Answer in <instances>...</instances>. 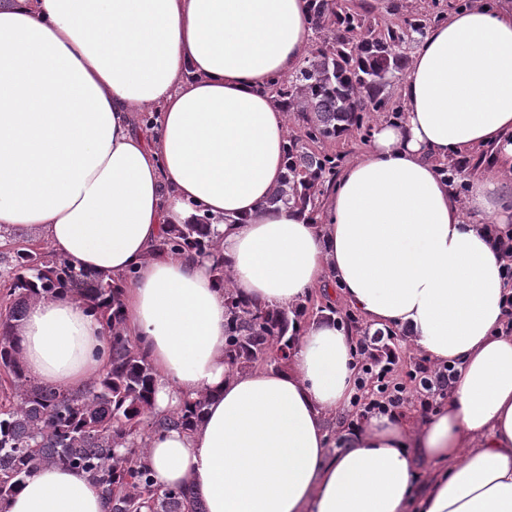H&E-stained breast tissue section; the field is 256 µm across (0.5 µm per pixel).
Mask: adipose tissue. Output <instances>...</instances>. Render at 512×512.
Returning a JSON list of instances; mask_svg holds the SVG:
<instances>
[{
	"label": "adipose tissue",
	"mask_w": 512,
	"mask_h": 512,
	"mask_svg": "<svg viewBox=\"0 0 512 512\" xmlns=\"http://www.w3.org/2000/svg\"><path fill=\"white\" fill-rule=\"evenodd\" d=\"M313 35L307 0H7L0 230H40L82 268L126 277L151 417L206 399L192 432L145 436L158 486L191 485L207 512H512V282L486 230L512 229V4L473 0L426 29L400 118L374 124L314 223L264 206L288 137L269 85ZM154 110L157 127L136 131L133 113ZM478 148L491 170L457 201L439 163ZM203 214L211 254L156 251L165 226ZM315 288L455 365L447 400L346 425L335 450L327 420L359 393L352 336L305 320L286 368L231 367L225 291L292 307ZM14 333L35 380L77 388L107 367L106 328L77 297L32 300ZM5 512L104 503L45 467Z\"/></svg>",
	"instance_id": "1"
}]
</instances>
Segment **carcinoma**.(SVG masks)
<instances>
[{
	"instance_id": "1",
	"label": "carcinoma",
	"mask_w": 512,
	"mask_h": 512,
	"mask_svg": "<svg viewBox=\"0 0 512 512\" xmlns=\"http://www.w3.org/2000/svg\"><path fill=\"white\" fill-rule=\"evenodd\" d=\"M317 34L299 71L271 83L274 103L290 114L285 171L266 206L314 213L336 184L342 153L325 146L349 136L368 142L377 117L402 112L392 87L410 65L406 44L423 36L422 14L405 0L390 11L398 23L381 24L366 11L348 9L340 0H307ZM469 161L448 156L440 173L460 194ZM211 219L171 225L160 251L211 253ZM6 306L0 313V503L7 501L39 469L72 470L96 482L105 512H206L191 486H156L144 461L142 440L154 428L190 430L203 414L205 400L160 420L145 416L155 384L153 368L136 343L123 335L121 285L112 276L88 272L73 260L29 242L13 249ZM67 291L83 300L109 326L107 372L81 389L65 390L30 378L17 355L13 328L33 298ZM229 311L226 356L239 369L269 358L287 365L296 324L307 316L310 299L292 309L259 307L225 293ZM318 318H336L353 336H366L383 350L393 330L371 329L352 310L316 307Z\"/></svg>"
}]
</instances>
